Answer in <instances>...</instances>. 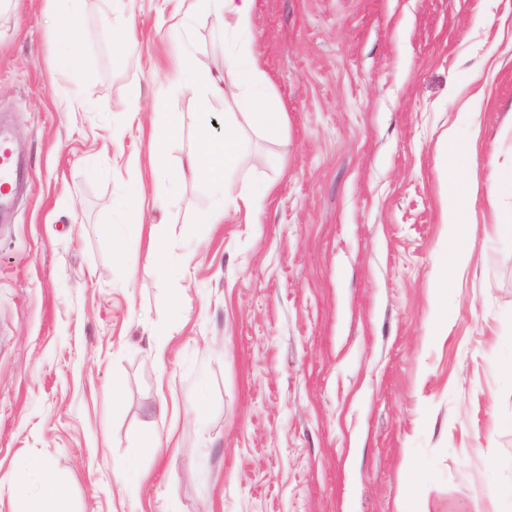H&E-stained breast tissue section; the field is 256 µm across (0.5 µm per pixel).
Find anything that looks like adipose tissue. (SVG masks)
<instances>
[{
	"instance_id": "ef3b65f1",
	"label": "adipose tissue",
	"mask_w": 512,
	"mask_h": 512,
	"mask_svg": "<svg viewBox=\"0 0 512 512\" xmlns=\"http://www.w3.org/2000/svg\"><path fill=\"white\" fill-rule=\"evenodd\" d=\"M256 0H188L182 20L172 28L174 35H182L190 23L197 19L214 18L222 25L224 39L230 48L224 54V65L218 76L200 73L193 56L183 53L173 77L187 89L199 90V106L208 110L212 100L224 97L226 89H233L234 109L224 115V132L213 135L209 127H202L193 151L185 165L174 175L175 180L186 179L204 182L215 198V206L202 218L203 223L219 224L228 208L252 210L255 200L267 197L273 190L272 183L236 188L234 175L243 157L242 132L245 128H258L273 135L284 123V112L274 105L260 88L266 81L257 56L249 49L253 28ZM448 188L463 200L464 206L473 205L479 195L496 196L504 175L493 170L487 178L476 176L462 178L460 166L454 158H447ZM34 480L41 490V500L36 506H28L24 494H17L18 512H69L60 492L56 471L49 465L34 468L32 476H18L15 486H23Z\"/></svg>"
}]
</instances>
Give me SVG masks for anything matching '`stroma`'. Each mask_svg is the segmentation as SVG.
I'll list each match as a JSON object with an SVG mask.
<instances>
[{
	"label": "stroma",
	"instance_id": "1",
	"mask_svg": "<svg viewBox=\"0 0 512 512\" xmlns=\"http://www.w3.org/2000/svg\"><path fill=\"white\" fill-rule=\"evenodd\" d=\"M53 16L0 0V118L31 174L0 223V512L44 462L70 512H512V181L467 215L450 285L439 159L512 165V0H256L287 122L245 131L237 178L275 192L204 241L207 187L155 204L150 157L170 118L168 170L223 132L227 104L201 115L169 76L186 48L217 72L222 30L176 40L157 0H84L62 68Z\"/></svg>",
	"mask_w": 512,
	"mask_h": 512
}]
</instances>
